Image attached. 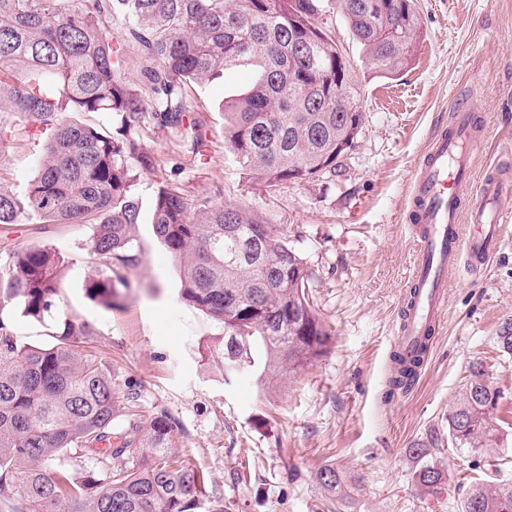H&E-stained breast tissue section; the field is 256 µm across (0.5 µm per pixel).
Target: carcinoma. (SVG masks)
<instances>
[{
    "instance_id": "carcinoma-1",
    "label": "carcinoma",
    "mask_w": 512,
    "mask_h": 512,
    "mask_svg": "<svg viewBox=\"0 0 512 512\" xmlns=\"http://www.w3.org/2000/svg\"><path fill=\"white\" fill-rule=\"evenodd\" d=\"M323 0H0V102L42 144L38 174L22 192L0 185V228L27 218L38 224H87V254L99 266L86 282L90 300L114 306L129 282L117 269L135 266L141 202L137 170L156 160L141 141L165 129L182 145L180 168L202 163L209 143L191 103L192 90L239 66L256 69L252 84L224 100V144L248 180L270 190L336 176L364 122L358 88L336 39L313 29ZM353 40L374 73L405 70L420 24L413 0H338ZM303 37L292 45L288 19ZM120 27L124 41L112 44ZM145 65L138 83L118 75L124 43ZM350 89V109L322 108L337 72ZM107 112L95 127L66 119ZM345 147L336 150V142ZM153 232L175 262L179 297L224 325V367L249 370L269 383L330 350V333L310 304L314 277L288 231L239 206L188 199L177 178L157 182ZM69 261L40 244L0 249V512H224L205 492V478L169 452L177 423L165 412L145 419L137 393L120 391L102 359L80 350L93 328L56 306ZM8 308L48 324L51 341L21 346ZM512 356V321L497 336ZM391 385L409 388L420 356L394 355ZM126 411L119 417L120 400ZM503 393L482 364L448 414V441L497 456L494 414ZM73 448L99 453L84 476L62 463ZM417 482L435 492L442 471L429 450ZM322 487L341 495L332 465ZM462 512H512V484H474Z\"/></svg>"
}]
</instances>
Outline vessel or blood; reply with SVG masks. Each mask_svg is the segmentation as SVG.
I'll list each match as a JSON object with an SVG mask.
<instances>
[{
	"label": "vessel or blood",
	"instance_id": "obj_1",
	"mask_svg": "<svg viewBox=\"0 0 512 512\" xmlns=\"http://www.w3.org/2000/svg\"><path fill=\"white\" fill-rule=\"evenodd\" d=\"M482 138L469 102L452 113L447 130L430 141L411 177L410 209L415 224V260L395 346L412 357L434 333L445 304L448 273L460 263L486 265L500 250L501 213L493 202L512 189L504 174L485 177L470 210H462L463 187L471 177V152Z\"/></svg>",
	"mask_w": 512,
	"mask_h": 512
}]
</instances>
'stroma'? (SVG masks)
<instances>
[{
	"instance_id": "1",
	"label": "stroma",
	"mask_w": 512,
	"mask_h": 512,
	"mask_svg": "<svg viewBox=\"0 0 512 512\" xmlns=\"http://www.w3.org/2000/svg\"><path fill=\"white\" fill-rule=\"evenodd\" d=\"M414 3L420 45L391 79L373 72L335 0L325 4V27L353 63L365 116L335 178L274 191L248 181L224 146L222 108L225 96L251 83V70L226 72L192 93L214 143L205 164L181 175L186 195L283 225L316 272L309 296L331 333V349L301 372L270 386L249 372L225 378L223 325L180 301L176 265L151 225L154 187L180 160L167 132L143 136L157 165L140 171L134 187L142 202L134 246L140 262L122 271L131 289L118 308L85 293L97 271L86 254L88 225L52 224L37 233L24 221L7 232L13 244H46L72 259L58 315L93 327L88 349L111 366L117 383L135 385L143 411L178 421L174 455L203 473L208 495L223 499L224 512H461L472 484H512V358L497 345L501 324L512 318V194L500 199L511 218L503 247L479 271L449 272L447 305L425 368L409 391L390 386L415 253L408 205L415 166L464 97L485 129L473 153L475 179L512 148V0ZM38 154L30 139L1 140L0 181L24 190ZM477 361L504 393L496 415L506 445L500 457L432 445L447 435L448 409ZM418 444L430 446L444 473L439 493L417 483L411 449ZM326 464L346 477V496L320 485Z\"/></svg>"
}]
</instances>
